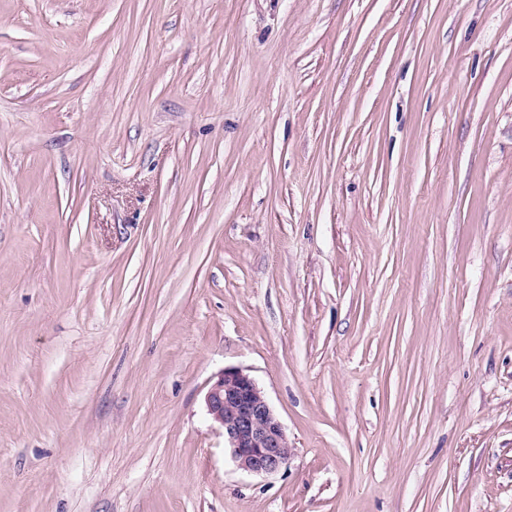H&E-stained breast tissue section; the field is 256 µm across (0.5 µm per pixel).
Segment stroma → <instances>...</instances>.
<instances>
[{"mask_svg": "<svg viewBox=\"0 0 512 512\" xmlns=\"http://www.w3.org/2000/svg\"><path fill=\"white\" fill-rule=\"evenodd\" d=\"M0 512H512V0H0ZM206 414L224 433L236 465L254 475L278 472L292 453L288 434L254 377L225 367L204 395Z\"/></svg>", "mask_w": 512, "mask_h": 512, "instance_id": "stroma-1", "label": "stroma"}]
</instances>
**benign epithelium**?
<instances>
[{
	"mask_svg": "<svg viewBox=\"0 0 512 512\" xmlns=\"http://www.w3.org/2000/svg\"><path fill=\"white\" fill-rule=\"evenodd\" d=\"M206 414L224 433L236 465L254 475L278 472L292 453L288 434L254 377L226 367L204 395Z\"/></svg>",
	"mask_w": 512,
	"mask_h": 512,
	"instance_id": "benign-epithelium-1",
	"label": "benign epithelium"
}]
</instances>
